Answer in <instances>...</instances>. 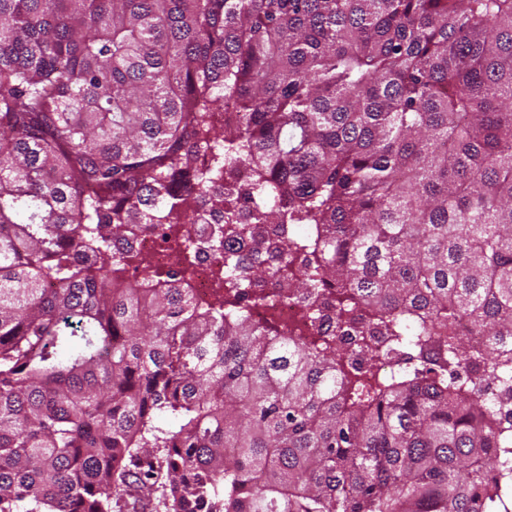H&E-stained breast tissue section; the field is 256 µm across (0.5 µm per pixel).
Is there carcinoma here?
Returning a JSON list of instances; mask_svg holds the SVG:
<instances>
[{
    "mask_svg": "<svg viewBox=\"0 0 512 512\" xmlns=\"http://www.w3.org/2000/svg\"><path fill=\"white\" fill-rule=\"evenodd\" d=\"M0 512H512V0H0ZM145 228L137 237V251L149 260L156 269L176 268V255L168 249L165 235L170 232L169 224H143ZM213 257L202 258L185 271L198 300H210L224 289V274ZM248 312L256 321L267 326L295 336L310 335V326L302 323L303 307L296 301L277 298L273 302L253 306Z\"/></svg>",
    "mask_w": 512,
    "mask_h": 512,
    "instance_id": "carcinoma-1",
    "label": "carcinoma"
}]
</instances>
